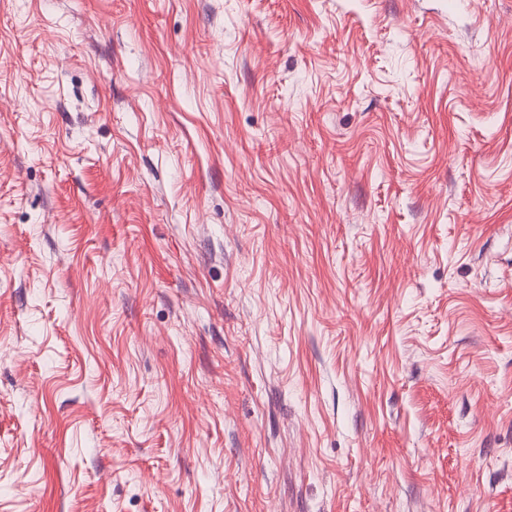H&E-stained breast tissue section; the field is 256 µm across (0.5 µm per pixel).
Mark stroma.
<instances>
[{
  "label": "stroma",
  "mask_w": 512,
  "mask_h": 512,
  "mask_svg": "<svg viewBox=\"0 0 512 512\" xmlns=\"http://www.w3.org/2000/svg\"><path fill=\"white\" fill-rule=\"evenodd\" d=\"M0 512H512V0H0Z\"/></svg>",
  "instance_id": "obj_1"
}]
</instances>
